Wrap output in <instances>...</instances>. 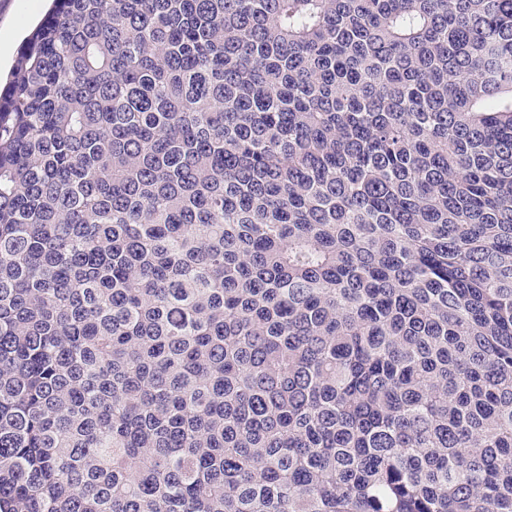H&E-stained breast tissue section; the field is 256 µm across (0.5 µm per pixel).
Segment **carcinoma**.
Instances as JSON below:
<instances>
[{
  "label": "carcinoma",
  "instance_id": "1",
  "mask_svg": "<svg viewBox=\"0 0 512 512\" xmlns=\"http://www.w3.org/2000/svg\"><path fill=\"white\" fill-rule=\"evenodd\" d=\"M0 512H512V0H53Z\"/></svg>",
  "mask_w": 512,
  "mask_h": 512
}]
</instances>
